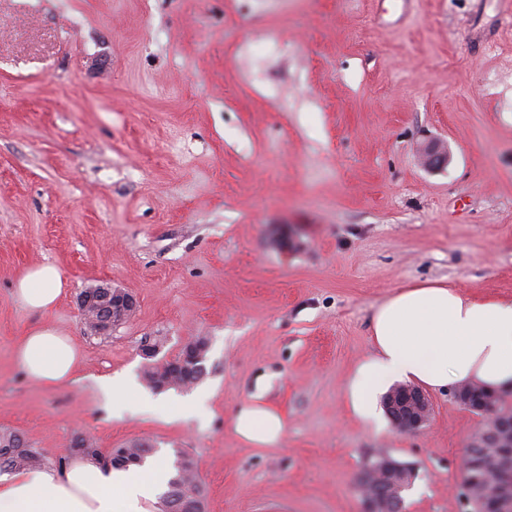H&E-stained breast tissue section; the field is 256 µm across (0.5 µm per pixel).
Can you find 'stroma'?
<instances>
[{
	"mask_svg": "<svg viewBox=\"0 0 512 512\" xmlns=\"http://www.w3.org/2000/svg\"><path fill=\"white\" fill-rule=\"evenodd\" d=\"M433 140L444 168L418 159ZM41 263L67 279L46 320L81 353L55 387L13 356L35 318L12 277ZM425 280L512 300L499 0H0V431L51 461L78 432L185 453L204 512H362L355 476L387 453L417 473L406 512H463L481 416L432 390L403 434L347 398L374 309ZM103 282L137 308L98 336L78 299ZM191 336L205 402L113 415L107 379ZM258 392L288 420L270 448L232 426Z\"/></svg>",
	"mask_w": 512,
	"mask_h": 512,
	"instance_id": "stroma-1",
	"label": "stroma"
}]
</instances>
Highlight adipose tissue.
Returning <instances> with one entry per match:
<instances>
[{
    "label": "adipose tissue",
    "instance_id": "obj_1",
    "mask_svg": "<svg viewBox=\"0 0 512 512\" xmlns=\"http://www.w3.org/2000/svg\"><path fill=\"white\" fill-rule=\"evenodd\" d=\"M63 293L54 265L42 263L14 276V295L32 314H49ZM370 336L374 351L350 385L359 417H372L376 393L396 380L433 390L468 383L512 389V301L475 299L442 283L420 282L377 306ZM14 358L33 380L57 386L72 380L79 353L67 335L39 324L16 343ZM233 427L244 441L264 448L275 445L287 425L277 409L253 397L237 408ZM169 477L160 464L105 468L86 460L61 470L0 474V512H151Z\"/></svg>",
    "mask_w": 512,
    "mask_h": 512
}]
</instances>
